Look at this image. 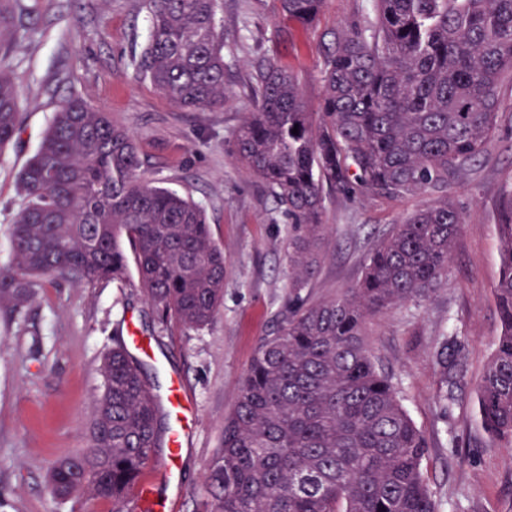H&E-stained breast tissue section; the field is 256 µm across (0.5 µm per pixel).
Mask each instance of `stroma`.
<instances>
[{
  "label": "stroma",
  "mask_w": 512,
  "mask_h": 512,
  "mask_svg": "<svg viewBox=\"0 0 512 512\" xmlns=\"http://www.w3.org/2000/svg\"><path fill=\"white\" fill-rule=\"evenodd\" d=\"M367 0H325L302 28L277 21L275 0H224V105L186 110L139 80L132 57L149 37L143 0H35L36 24L0 51L17 86L21 128L0 149V269L12 260L9 228L23 203L19 175L70 95L132 131L144 175L200 204L224 249V305L200 329L159 322L138 278L78 284L58 279L18 312H0V512H107L82 496L51 497L53 465L88 445L100 367L114 330L135 326L149 346L141 362L157 394L170 380L192 397L193 426L177 462L155 449L130 495V512H213L205 477L223 445L224 420L261 337L288 302V220L257 179L233 163V136L252 109L251 60L265 53L297 79L307 111L320 107L322 47ZM512 183V131L453 188L466 226L448 277L426 299L394 307L367 325V344L429 442L423 473L439 512H512V448L491 445L476 388L501 334L493 287L501 188ZM328 224L309 289L335 296L353 284L378 235L435 201L432 193L351 201L324 192ZM465 360L462 398L448 401L442 351Z\"/></svg>",
  "instance_id": "35a3bbf8"
}]
</instances>
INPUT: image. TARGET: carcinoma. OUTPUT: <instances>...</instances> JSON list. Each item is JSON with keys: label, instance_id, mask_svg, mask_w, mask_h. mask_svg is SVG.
Returning a JSON list of instances; mask_svg holds the SVG:
<instances>
[{"label": "carcinoma", "instance_id": "carcinoma-1", "mask_svg": "<svg viewBox=\"0 0 512 512\" xmlns=\"http://www.w3.org/2000/svg\"><path fill=\"white\" fill-rule=\"evenodd\" d=\"M305 27L324 0H277ZM373 17L341 24L323 56L318 112L278 62L259 55L246 79L253 111L235 131V158L284 209L288 305L261 339L206 486L216 512H438L422 473L428 441L365 342L369 319L422 300L448 275L466 220L448 188L502 126L512 82V0H370ZM146 45L132 64L172 104L224 106L222 0H144ZM32 10L0 0V50L28 30ZM19 93L0 63V148L19 132ZM298 134H293V128ZM136 136L109 114L67 99L21 172L24 204L0 270V309L16 311L46 279L124 282L133 253L158 318L208 325L224 304V251L203 208L146 180ZM349 200L433 191L366 255L353 285L302 295L319 266L323 192ZM494 299L502 333L477 389L494 445L512 447V184L500 194ZM448 398L463 363L452 359ZM89 448L52 468L48 493H83L127 512L130 493L170 432L140 363L117 343L102 365Z\"/></svg>", "mask_w": 512, "mask_h": 512}]
</instances>
